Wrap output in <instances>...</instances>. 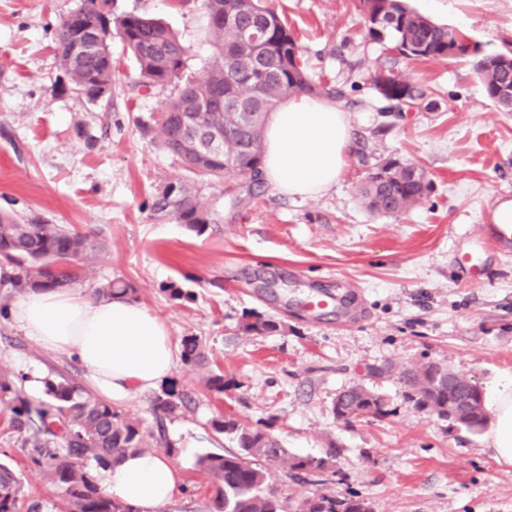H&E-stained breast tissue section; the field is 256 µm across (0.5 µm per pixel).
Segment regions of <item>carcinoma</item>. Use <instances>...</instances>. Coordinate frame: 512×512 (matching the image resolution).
I'll return each instance as SVG.
<instances>
[{"instance_id": "carcinoma-1", "label": "carcinoma", "mask_w": 512, "mask_h": 512, "mask_svg": "<svg viewBox=\"0 0 512 512\" xmlns=\"http://www.w3.org/2000/svg\"><path fill=\"white\" fill-rule=\"evenodd\" d=\"M367 35L389 43L407 59L474 58L475 71L486 96L503 112H512V54H479L463 32L442 27L404 0H361ZM110 0H83L62 21L55 51L75 89L99 99L112 95L115 68L112 53H92L80 59L74 53L76 36L96 39L111 46L118 37L129 51L140 74V86L148 89L174 83L177 93L165 101L155 116L158 145L194 172L223 178L227 175L258 180L263 156L267 117L291 97L311 95L336 100L342 92L329 84L312 82L301 62L300 49L286 23L264 0H206L207 37L212 48L205 76L184 75L189 47L161 20L136 11L116 18L102 11ZM259 34V46L245 35ZM376 90L395 105L416 98L414 87L392 71H377ZM211 128L225 130L224 147L203 156L187 145L191 134ZM431 181L412 163L390 161L368 174L360 194L367 209L378 215L402 214L430 191ZM157 206L178 223L200 234L214 222L213 212L202 206L198 195L181 182L168 183ZM106 248L93 232L81 233L63 224H51L39 216H20L0 211V288L9 295L68 288L84 278L87 264ZM97 292L104 298L117 294L134 298L137 289L122 279L108 280ZM279 329L276 321L258 315L245 324L255 335ZM181 358L190 367L207 363L205 347L191 334L181 339ZM436 364L405 368L402 382L415 404L448 418V374ZM0 371V405L10 411V426L26 433L30 461L45 468L52 488L62 497L64 512H132L121 501L100 489L97 473L129 455L148 450L141 423L95 394L62 376L44 382V398L32 401L14 381ZM207 389L217 395L231 386L221 371L204 376ZM458 386L474 399L473 414L462 420L472 432L485 425V412L477 385L456 375ZM187 395L175 383L152 400L159 420L172 418L186 406ZM365 411L375 418L388 415L382 394L361 386L336 397V418L349 424ZM211 428L235 444L222 454L209 453L197 461V470L210 482L214 495L210 512H287L293 495L271 485L273 468L285 475L339 471L332 469L335 447L325 456L294 454L271 433L272 425L258 420L250 425L224 414L213 417ZM95 462L90 469L87 461ZM24 487L17 471L0 462V512H20ZM294 502V501H292ZM294 505L303 512H367V501L357 496L316 492Z\"/></svg>"}]
</instances>
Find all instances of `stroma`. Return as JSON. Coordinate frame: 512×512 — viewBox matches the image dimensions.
Returning a JSON list of instances; mask_svg holds the SVG:
<instances>
[{
    "label": "stroma",
    "instance_id": "stroma-1",
    "mask_svg": "<svg viewBox=\"0 0 512 512\" xmlns=\"http://www.w3.org/2000/svg\"><path fill=\"white\" fill-rule=\"evenodd\" d=\"M294 33L312 81L345 96L354 140L342 174L325 192L287 197L242 178L233 206L224 184L190 172L155 139L154 112L172 85H139L120 39L111 98L74 90L54 52L56 30L81 0H0V209L36 212L54 224L99 233L107 248L80 287L95 294L110 279L130 282L136 301L161 317L173 343L196 334L210 369L232 382L207 391L202 373L177 363L172 376L192 401L166 420L167 434L194 443L176 462L182 486L162 512H209L210 483L200 455L229 445L209 421L226 414L265 420L289 452L340 453L342 483L296 482L297 497L323 490L370 501L373 512H512V468L497 464L483 436L418 408L398 377L403 366L433 363L483 384L512 374V256L486 254V273L468 283L453 264L469 248L493 202L512 198V112L485 95L469 59L410 61L365 33L360 0H273ZM433 22L465 32L482 53L512 40V0H406ZM115 14L147 13L188 46L187 75L199 77L210 53L203 0H112ZM379 70L401 74L421 97L390 114L372 86ZM422 168L427 196L397 216L371 213L365 177L389 160ZM189 184L217 212L203 233L158 210L164 186ZM362 291L361 316L304 310L311 290L338 280ZM195 293L177 303L165 285ZM278 331L252 335L249 316ZM0 367L30 400L44 382H85L78 361L45 351L0 317ZM362 383L384 393L389 413L336 420L340 392ZM23 436L0 409V460L18 471L28 502L56 512L58 498L33 465Z\"/></svg>",
    "mask_w": 512,
    "mask_h": 512
}]
</instances>
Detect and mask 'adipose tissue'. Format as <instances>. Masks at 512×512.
<instances>
[{"label": "adipose tissue", "mask_w": 512, "mask_h": 512, "mask_svg": "<svg viewBox=\"0 0 512 512\" xmlns=\"http://www.w3.org/2000/svg\"><path fill=\"white\" fill-rule=\"evenodd\" d=\"M353 142L346 112L308 96L270 113L261 171L279 194L313 196L335 184ZM15 323L44 350L76 358L104 400L121 403L168 382L176 367L169 329L156 314L123 296L97 298L73 288L37 291L16 302ZM484 442L512 466V375L485 383ZM174 459L155 451L106 469L104 491L134 512H161L181 483Z\"/></svg>", "instance_id": "1"}]
</instances>
